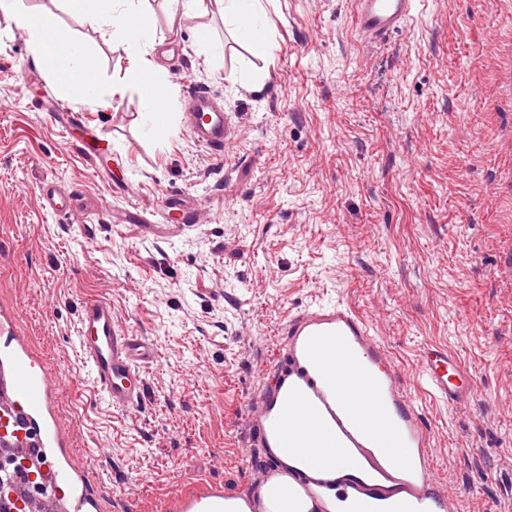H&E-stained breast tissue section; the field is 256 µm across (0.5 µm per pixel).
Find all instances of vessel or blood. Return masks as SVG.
<instances>
[{"label": "vessel or blood", "instance_id": "obj_1", "mask_svg": "<svg viewBox=\"0 0 512 512\" xmlns=\"http://www.w3.org/2000/svg\"><path fill=\"white\" fill-rule=\"evenodd\" d=\"M416 0H353L358 34L382 42L410 18ZM182 125L194 144L220 157L227 145L226 114L207 88L183 91ZM44 210L80 222L78 198L54 178L39 182ZM175 228L195 223L197 207L183 192L159 200ZM19 300L0 307V406L14 425L0 446L34 445L41 469L61 491L59 512H102L101 497L84 471L64 461L71 431L56 411L63 372L30 351ZM78 337L94 386L113 408L130 411L147 397L145 367L156 343L124 328L103 297L85 300ZM421 381L452 405L474 390V378L447 349L425 346ZM255 447L265 459L253 481L226 491L222 482L176 480L164 512H448L444 487L432 481L430 431L416 409L388 348L351 305L312 303L289 318L271 364L247 409Z\"/></svg>", "mask_w": 512, "mask_h": 512}]
</instances>
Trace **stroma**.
<instances>
[{"instance_id": "obj_1", "label": "stroma", "mask_w": 512, "mask_h": 512, "mask_svg": "<svg viewBox=\"0 0 512 512\" xmlns=\"http://www.w3.org/2000/svg\"><path fill=\"white\" fill-rule=\"evenodd\" d=\"M25 2L89 50L97 82L66 93L64 72L36 66L0 21V225L21 227L0 297H23L33 350L70 377L59 408L74 461H110L95 484L157 512L176 474L250 480L258 374L289 316L341 299L409 381L458 512H512V0H423L383 43L358 37L351 0H267L270 60L218 10L135 0L157 42L184 54L182 69L159 66L152 113L111 28L83 23L70 0ZM191 85L228 114L223 158L181 127ZM56 99L86 126L52 118ZM96 133L118 162L99 176L80 151ZM47 177L76 190L92 236L41 210ZM171 189L198 200L197 224L165 225L157 201ZM98 296L159 345L133 415L95 395L79 347L78 308ZM427 344L473 374L466 400L445 405L417 382Z\"/></svg>"}]
</instances>
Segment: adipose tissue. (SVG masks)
Masks as SVG:
<instances>
[{
    "instance_id": "1",
    "label": "adipose tissue",
    "mask_w": 512,
    "mask_h": 512,
    "mask_svg": "<svg viewBox=\"0 0 512 512\" xmlns=\"http://www.w3.org/2000/svg\"><path fill=\"white\" fill-rule=\"evenodd\" d=\"M85 21L95 27L111 26L134 49L135 61L129 69L131 77L142 86V103L146 111L156 109L160 88L155 76L157 65L148 57L153 46L148 28L137 9H117L114 0H74ZM186 13H204L217 6L224 20L233 25L252 48L270 55L271 47L260 35L257 22L263 12V0H176ZM0 16L25 31L30 55L35 63L59 66L75 75L80 85L91 86L95 70L90 55L52 19L33 13L25 0H0Z\"/></svg>"
}]
</instances>
